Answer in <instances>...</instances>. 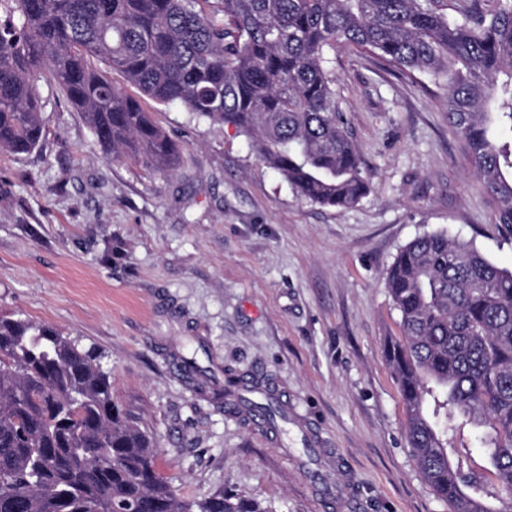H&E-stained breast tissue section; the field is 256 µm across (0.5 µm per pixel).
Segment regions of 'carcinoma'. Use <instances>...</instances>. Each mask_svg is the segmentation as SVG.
Returning <instances> with one entry per match:
<instances>
[{
  "label": "carcinoma",
  "mask_w": 512,
  "mask_h": 512,
  "mask_svg": "<svg viewBox=\"0 0 512 512\" xmlns=\"http://www.w3.org/2000/svg\"><path fill=\"white\" fill-rule=\"evenodd\" d=\"M0 21V152L36 149L46 75L101 149L154 171L181 153L142 105L112 82L120 73L158 104L245 134L298 192L348 207L369 182L336 102L330 52H370L412 75L445 81L448 123L512 226V5L467 10L448 24L440 0H8ZM402 336L385 356L408 413L406 441L450 512H503L481 480L452 460L460 417L486 430L489 474L512 492V270L443 232L404 246L388 271ZM181 363L203 391L268 426L285 419L268 394L224 370L212 389L184 347ZM433 400L432 412L426 403ZM157 446L112 400L100 356L58 330L0 316V512H265L217 492L180 499L157 473Z\"/></svg>",
  "instance_id": "carcinoma-1"
}]
</instances>
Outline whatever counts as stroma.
Listing matches in <instances>:
<instances>
[{
	"instance_id": "1",
	"label": "stroma",
	"mask_w": 512,
	"mask_h": 512,
	"mask_svg": "<svg viewBox=\"0 0 512 512\" xmlns=\"http://www.w3.org/2000/svg\"><path fill=\"white\" fill-rule=\"evenodd\" d=\"M331 68L370 181L345 208L303 198L235 127L179 103L145 105L181 150L174 172L106 155L40 78L39 146L0 154V315L102 355L114 403L155 437L158 471L182 499L221 491L265 512H324L293 460L303 422L340 460L339 495L358 512H449L406 443L384 353L401 334L387 275L437 231L512 269V230L448 124L443 83L347 46ZM191 339L216 379L230 368L271 393L288 436L200 393L176 359ZM485 440L458 419L454 463L487 476Z\"/></svg>"
}]
</instances>
